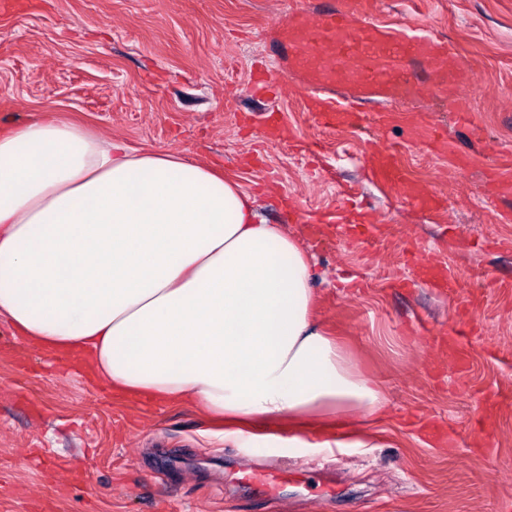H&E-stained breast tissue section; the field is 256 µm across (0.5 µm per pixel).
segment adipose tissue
I'll return each mask as SVG.
<instances>
[{
    "instance_id": "adipose-tissue-1",
    "label": "adipose tissue",
    "mask_w": 512,
    "mask_h": 512,
    "mask_svg": "<svg viewBox=\"0 0 512 512\" xmlns=\"http://www.w3.org/2000/svg\"><path fill=\"white\" fill-rule=\"evenodd\" d=\"M311 254L241 185L47 112L0 132V320L78 352L110 390L193 400L255 432L386 413L379 384L313 315Z\"/></svg>"
}]
</instances>
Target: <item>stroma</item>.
Wrapping results in <instances>:
<instances>
[{
    "mask_svg": "<svg viewBox=\"0 0 512 512\" xmlns=\"http://www.w3.org/2000/svg\"><path fill=\"white\" fill-rule=\"evenodd\" d=\"M0 12V129L44 112L141 150L176 151L234 177L261 219L314 255V314L383 389L361 448H326L344 421H314L300 448L208 436L192 401L110 391L0 321V512H512V195L482 190L512 149V0H377L379 21L432 24L476 72L470 125L440 104L392 102L402 122L326 131L291 87L259 97L275 64L271 19L317 0H19ZM436 124L468 165L415 138ZM400 148L406 188L367 176ZM355 188L378 219L340 236ZM414 191L443 198L428 215ZM450 270L455 293L418 280ZM284 471L275 496L230 481Z\"/></svg>",
    "mask_w": 512,
    "mask_h": 512,
    "instance_id": "35a3bbf8",
    "label": "stroma"
}]
</instances>
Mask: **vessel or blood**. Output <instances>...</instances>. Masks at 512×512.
Here are the masks:
<instances>
[{"mask_svg": "<svg viewBox=\"0 0 512 512\" xmlns=\"http://www.w3.org/2000/svg\"><path fill=\"white\" fill-rule=\"evenodd\" d=\"M372 9V0H329L315 14L298 10L272 23L289 45L288 67L302 77L304 108L317 125L326 130L345 127L359 117L361 104L426 95L447 102L459 117L468 118V91L476 79L454 45L426 26L371 21ZM414 60L431 67L435 84L410 80L407 66ZM341 71L353 87L351 96L338 97L330 91ZM399 157L393 148L379 152L372 166L378 183L403 184ZM485 183L495 188L512 186L511 152L502 153L486 171Z\"/></svg>", "mask_w": 512, "mask_h": 512, "instance_id": "vessel-or-blood-1", "label": "vessel or blood"}]
</instances>
